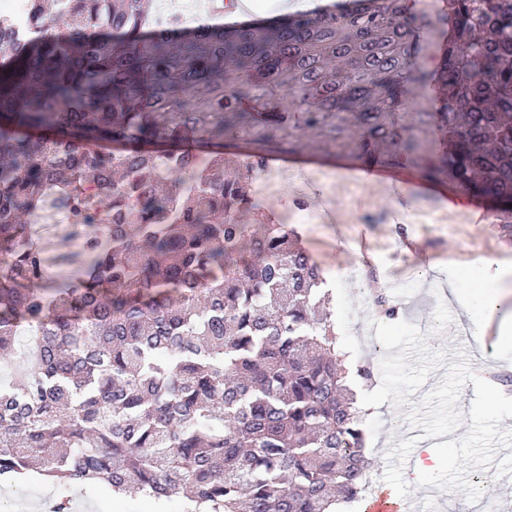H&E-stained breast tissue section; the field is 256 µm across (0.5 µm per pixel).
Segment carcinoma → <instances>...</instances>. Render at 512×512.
Returning <instances> with one entry per match:
<instances>
[{
	"mask_svg": "<svg viewBox=\"0 0 512 512\" xmlns=\"http://www.w3.org/2000/svg\"><path fill=\"white\" fill-rule=\"evenodd\" d=\"M483 51L448 71V177L512 203L506 0H453ZM28 0L0 16V476L100 483L186 512H342L370 466L336 353L329 291L295 229L273 224L256 160L208 147L288 118L253 96L254 59L287 70L291 25H152L142 0ZM241 74L230 79L225 60ZM94 228L48 277L26 217L47 200ZM253 214L246 224L241 215Z\"/></svg>",
	"mask_w": 512,
	"mask_h": 512,
	"instance_id": "obj_1",
	"label": "carcinoma"
}]
</instances>
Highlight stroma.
Here are the masks:
<instances>
[{
	"mask_svg": "<svg viewBox=\"0 0 512 512\" xmlns=\"http://www.w3.org/2000/svg\"><path fill=\"white\" fill-rule=\"evenodd\" d=\"M415 115L390 114L409 147L386 170L385 177L365 183L350 181L348 171L360 161L354 141L366 134L352 125V141L337 138L336 127L350 123L347 112L319 114L316 125L304 124L302 113H292L287 123L272 126L261 123L224 133V155L228 158L276 154L278 176L268 192L259 193L261 205L278 221L300 211L310 214L312 223L297 225L310 255L324 278L339 279L332 294L331 320L341 342L358 360H370L371 385L382 381V345L376 340V312L372 288L383 282L384 294L392 305L402 309L405 321L424 334L430 349L446 351L444 364L429 375L424 390H432L444 379L455 351H463L472 370L491 366L512 374V347L495 344L485 347L475 333L473 321L480 308L468 285H461L456 301L441 298L440 290L457 275L458 265L481 258L512 262V230L500 223H486L496 204L477 199L475 209L452 208L449 198L458 196L456 186L442 171L448 152V138L439 116H432L423 136L413 133ZM399 183L408 190L404 204H396L388 188ZM326 202L335 218L322 223L319 202ZM415 237V250L406 249L402 240ZM422 393L410 395L409 402L395 406L386 402L381 414L363 420L368 451L376 453L378 473H385L388 450L401 441L415 439L413 454L425 455L434 441L424 438L423 428H411L405 416ZM512 475V448H498L491 466L470 468L468 479L486 475L481 483V499L471 501L464 491L440 493L432 486L413 487L406 502L415 512H430L437 498H444L443 512H482L487 499L501 496L503 487L490 480L491 471ZM71 500L73 512H183V502L174 497L163 504L129 490L121 498L101 485L64 487L38 475L20 480H0V502L10 512H31L32 507L59 497Z\"/></svg>",
	"mask_w": 512,
	"mask_h": 512,
	"instance_id": "1",
	"label": "stroma"
}]
</instances>
